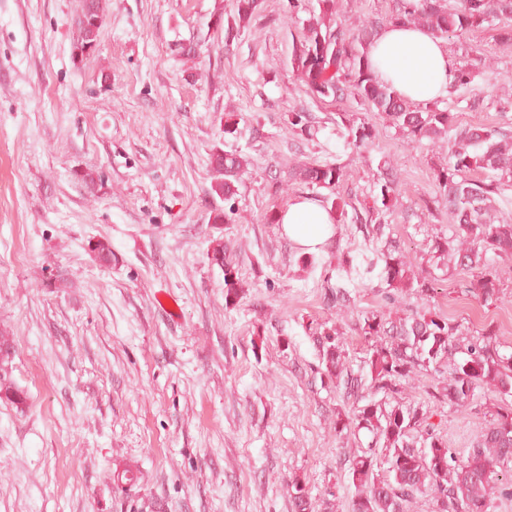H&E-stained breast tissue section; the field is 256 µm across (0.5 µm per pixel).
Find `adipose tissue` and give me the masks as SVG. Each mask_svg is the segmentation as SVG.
Listing matches in <instances>:
<instances>
[{"label":"adipose tissue","instance_id":"1","mask_svg":"<svg viewBox=\"0 0 512 512\" xmlns=\"http://www.w3.org/2000/svg\"><path fill=\"white\" fill-rule=\"evenodd\" d=\"M372 71L398 96L414 103L441 100L455 82L457 64L441 39L415 26L383 27L367 48ZM281 233L302 254H318L333 238L336 215L308 197L277 211Z\"/></svg>","mask_w":512,"mask_h":512}]
</instances>
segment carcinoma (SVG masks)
<instances>
[{"label":"carcinoma","mask_w":512,"mask_h":512,"mask_svg":"<svg viewBox=\"0 0 512 512\" xmlns=\"http://www.w3.org/2000/svg\"><path fill=\"white\" fill-rule=\"evenodd\" d=\"M106 0H84L75 21L73 57L100 38ZM320 12L307 20L301 35L292 38L291 64L313 95L334 101L352 90L370 108L411 140L429 139L448 145V162L437 171L448 208L451 235L430 239L428 252L455 261L470 271L460 284L466 295L482 306L501 299L496 261L512 260V218L496 207L505 184L512 182V134L507 130L471 127L452 140V113L437 106L416 107L400 98L374 75L366 48L384 22L365 19L356 27L335 21L336 0H318ZM512 18V0H397L388 22H409L438 38L459 36L495 19ZM293 131L313 136L303 112H292ZM348 145L371 141L365 123L336 128ZM215 174L212 193L224 201L235 195V182L247 160L236 152L213 150ZM295 176L305 184L334 191L344 171L331 163H303ZM398 189L397 175L386 172L370 195L371 202L354 210L363 242L351 243L336 255V276L374 278L392 288L413 287L420 298L431 300L437 278L418 277L406 255L392 238L384 237L385 215ZM336 315L352 311L350 291L343 285L330 289ZM354 330L367 344L359 371L348 362L344 332L320 326L313 329L325 369L322 376L353 400L351 412L337 413L335 430H367L371 440L349 458L348 479L356 489L351 512H408L418 495L433 503V512H488L492 499L512 496V488L499 483L496 468L512 464V351L501 350L498 329L489 322L477 333L461 322L429 308L404 309L398 296L386 293L384 304L357 313ZM426 371L443 376L442 386L425 390L427 396L450 407L468 410L484 400L489 425L460 456L430 423L431 416L406 399L413 376ZM388 464L375 472L378 457ZM296 512H317L301 482L288 484Z\"/></svg>","instance_id":"cac0c4a2"}]
</instances>
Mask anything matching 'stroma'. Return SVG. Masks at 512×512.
I'll return each instance as SVG.
<instances>
[{
    "instance_id": "35a3bbf8",
    "label": "stroma",
    "mask_w": 512,
    "mask_h": 512,
    "mask_svg": "<svg viewBox=\"0 0 512 512\" xmlns=\"http://www.w3.org/2000/svg\"><path fill=\"white\" fill-rule=\"evenodd\" d=\"M82 4L0 0V341L7 384L25 395L15 404L0 392V512H292L295 478L316 503L339 485L337 512H349L348 457L371 435L337 436L350 403L321 380L311 330L336 324L324 299L336 252L362 234L338 223L307 268L260 215L321 198L291 178L299 162L341 166L336 194L351 206L393 170L386 220L417 271L443 278L432 307L473 329L495 321L506 346L512 260L489 308L462 294L468 271L429 262L426 235L449 233L436 180L448 151L410 141L357 95L310 94L291 45L318 0L293 20L287 0H258L247 25L236 0H107L98 49L80 60ZM500 26L444 41L475 75L473 90L438 103L456 130L512 131V42ZM300 110L315 136L290 128ZM341 113L372 126V141L337 139ZM216 147L249 161L228 224L210 221ZM98 239L111 263L89 251ZM219 245L238 281L231 303ZM59 276L66 287H52ZM160 291L178 316L159 307ZM412 401L459 452L487 425L482 409L429 402L421 388ZM130 468L137 482L116 484Z\"/></svg>"
}]
</instances>
